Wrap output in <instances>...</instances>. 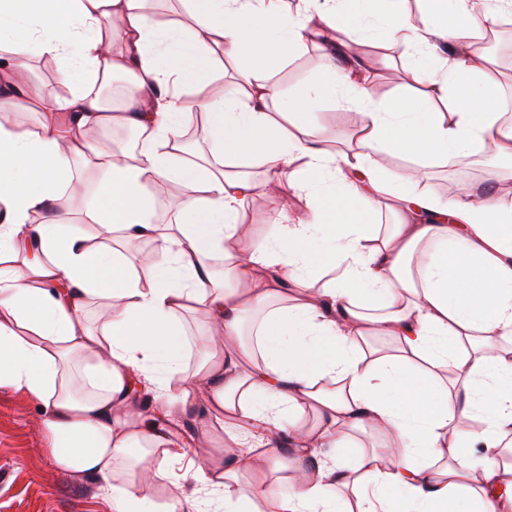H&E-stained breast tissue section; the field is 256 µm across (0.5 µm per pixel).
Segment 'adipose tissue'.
<instances>
[{"mask_svg":"<svg viewBox=\"0 0 512 512\" xmlns=\"http://www.w3.org/2000/svg\"><path fill=\"white\" fill-rule=\"evenodd\" d=\"M145 2L0 0V386L40 402L53 459L97 479L113 512H512L499 451L512 434V205L468 187L415 190L427 163L488 143L512 159L477 47L512 0H423L419 25L406 0H301L294 15L281 0H186L190 31ZM339 27L355 44L414 47L415 91L374 98L358 57L344 68L329 52L313 84L282 97L274 68ZM221 56L239 77L219 88ZM36 57L63 60L67 96L20 82ZM116 74L132 87L129 152L83 136L111 122L100 89ZM197 88L210 91L194 105L208 114L211 167L177 154ZM19 100L44 113L39 132L6 121ZM336 100L357 115L343 151L313 120ZM384 153L411 165L388 178ZM78 160L95 190L74 176ZM252 164L266 179L245 173ZM170 182L177 220L160 224L154 195ZM287 188L300 214L237 240L247 201ZM381 197L396 223H380ZM140 239L151 250L134 263L125 248ZM329 268L336 279L319 285ZM93 302L109 309L95 328ZM190 310L209 328L191 369ZM143 387L167 418L206 388L227 447L184 474L204 498L178 483L159 507L143 494L183 456L143 418ZM366 429L381 445L361 449ZM119 471L132 482L113 484Z\"/></svg>","mask_w":512,"mask_h":512,"instance_id":"1","label":"adipose tissue"}]
</instances>
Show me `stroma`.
Instances as JSON below:
<instances>
[{"label": "stroma", "instance_id": "1", "mask_svg": "<svg viewBox=\"0 0 512 512\" xmlns=\"http://www.w3.org/2000/svg\"><path fill=\"white\" fill-rule=\"evenodd\" d=\"M324 53L323 47L309 40L276 68L273 80L282 96L292 95L317 77ZM362 55L369 64L368 81L375 97H391L409 84L413 49L366 39ZM353 120V110L335 102L322 105L316 115L319 135L334 146L346 141ZM504 164L494 150L482 147L467 156L431 162L417 189L451 196L460 184L481 186L486 169ZM285 207L297 210L301 203L293 196L253 197L241 216V235L266 234L267 215ZM168 429L186 450L184 458L170 465L171 473L179 476L198 457L195 444L201 416L196 411L186 412L170 422ZM0 512H112V504L101 496L97 480L56 465L43 435L37 401L7 387H0Z\"/></svg>", "mask_w": 512, "mask_h": 512}]
</instances>
